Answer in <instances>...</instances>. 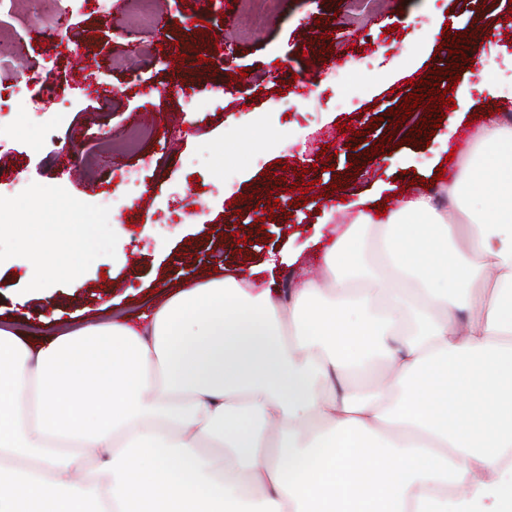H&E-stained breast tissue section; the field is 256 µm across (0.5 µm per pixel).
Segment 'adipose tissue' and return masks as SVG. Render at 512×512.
Wrapping results in <instances>:
<instances>
[{"label":"adipose tissue","mask_w":512,"mask_h":512,"mask_svg":"<svg viewBox=\"0 0 512 512\" xmlns=\"http://www.w3.org/2000/svg\"><path fill=\"white\" fill-rule=\"evenodd\" d=\"M471 139L493 153L452 184L348 199L318 277L195 280L37 346L0 328V512H512V126ZM32 214L41 286L80 276L84 225Z\"/></svg>","instance_id":"1"}]
</instances>
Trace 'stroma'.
Instances as JSON below:
<instances>
[{"mask_svg": "<svg viewBox=\"0 0 512 512\" xmlns=\"http://www.w3.org/2000/svg\"><path fill=\"white\" fill-rule=\"evenodd\" d=\"M46 10L64 20L54 46L32 37L22 0L0 17L17 39L0 59V88L31 96L0 117L22 130L0 148L10 204L0 224L25 223L31 204H73L94 251L82 276L39 291L32 259L0 243V328L33 339L137 319L189 280L254 266L281 287L316 276L321 224L351 221L334 209L337 190L374 204L420 191L449 163L446 146L458 166L474 155L459 141L468 121L512 115V27L494 16L512 0H377L359 15L348 0H269L259 32L249 0H160L142 29L97 0ZM441 20L448 33H436ZM474 41L491 88L440 112L438 95L457 79L481 80L468 64ZM227 45L234 59L222 68L213 56ZM412 96L419 119L409 125ZM131 171L139 181L122 186ZM114 191L131 226L118 241L102 205Z\"/></svg>", "mask_w": 512, "mask_h": 512, "instance_id": "1", "label": "stroma"}]
</instances>
